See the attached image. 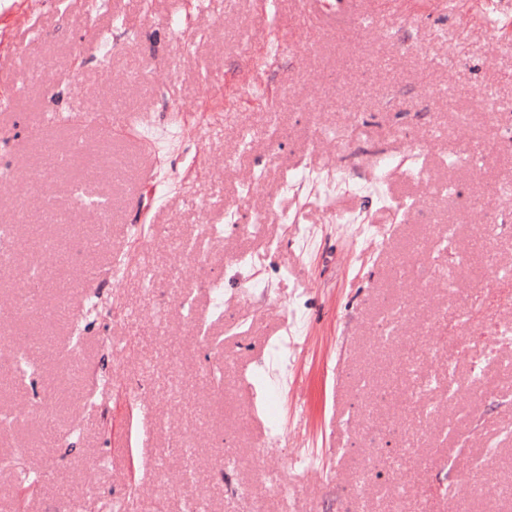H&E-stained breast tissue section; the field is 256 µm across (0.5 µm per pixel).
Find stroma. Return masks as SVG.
<instances>
[{
	"label": "stroma",
	"instance_id": "35a3bbf8",
	"mask_svg": "<svg viewBox=\"0 0 512 512\" xmlns=\"http://www.w3.org/2000/svg\"><path fill=\"white\" fill-rule=\"evenodd\" d=\"M476 2L466 24L434 0L411 15L362 0L312 39L292 0H0V224L21 207L41 223L47 196L73 211L69 172L37 189L29 172L75 132L110 214L65 229L37 343L14 327L25 263L0 274V408L19 418L0 433V512L20 508L25 471L41 475L25 512H512V229L485 217H512V5ZM122 108L174 140L143 147ZM302 159L311 174L287 189ZM264 209V236L248 235ZM125 254L124 281L85 314ZM255 279L267 295H245ZM389 303L408 310L414 356L380 341ZM20 345L35 384L8 373ZM275 351L289 371L273 402L256 373Z\"/></svg>",
	"mask_w": 512,
	"mask_h": 512
}]
</instances>
